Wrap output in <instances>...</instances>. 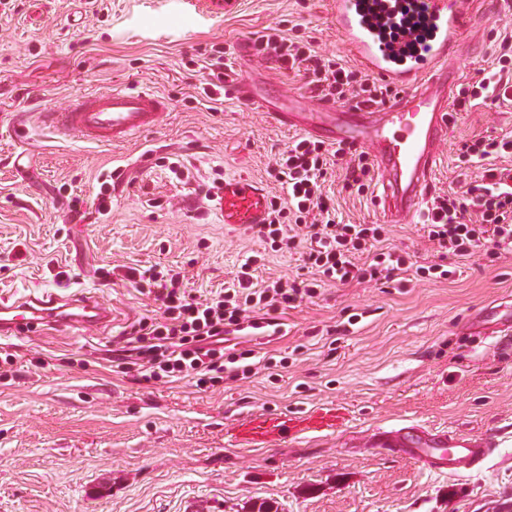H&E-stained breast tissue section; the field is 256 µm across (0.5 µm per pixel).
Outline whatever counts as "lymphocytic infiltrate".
I'll return each instance as SVG.
<instances>
[{
    "mask_svg": "<svg viewBox=\"0 0 512 512\" xmlns=\"http://www.w3.org/2000/svg\"><path fill=\"white\" fill-rule=\"evenodd\" d=\"M256 54L277 60L288 69L303 70L305 85L315 97L379 105L392 96L388 86L319 55L310 43L270 28L256 40ZM512 98V35L499 42L495 67L479 81L461 87L457 107L483 98ZM345 166L347 187L367 193L373 166L362 153L328 149L322 142L300 137L275 161L276 178L285 196L271 197L265 223L253 225L258 240L271 251L299 255L308 278L256 282V256H248L238 276L224 290L201 299L187 290L175 270L129 274L139 294L155 305L130 330L129 350L118 369L148 379L186 380L203 388L218 377L250 378L265 365L252 349L230 347L231 338L269 337L280 331L279 313L317 297L324 286H349L385 280L404 284L445 279L447 260L487 256L512 250V169L484 167L462 190L432 197L423 211V229L438 260L413 265L387 246L381 224H346L325 193L332 162Z\"/></svg>",
    "mask_w": 512,
    "mask_h": 512,
    "instance_id": "f902f5d3",
    "label": "lymphocytic infiltrate"
}]
</instances>
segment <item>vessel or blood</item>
<instances>
[{
    "label": "vessel or blood",
    "mask_w": 512,
    "mask_h": 512,
    "mask_svg": "<svg viewBox=\"0 0 512 512\" xmlns=\"http://www.w3.org/2000/svg\"><path fill=\"white\" fill-rule=\"evenodd\" d=\"M465 2L331 0L330 15L344 50L361 69L395 89L388 103L345 107L324 101L311 113L301 101L284 100L275 86L260 97L238 81L231 90L242 101L267 107L275 126L367 154L382 188L378 203L384 217L391 223L414 221L438 165L437 146L448 137L451 91L459 79L453 61L476 21ZM167 107V100L154 92L115 87L77 97L67 109L43 118L54 134L76 131L91 143L119 144L152 129ZM267 207L264 189L245 177L225 180L216 203L228 224L264 223ZM109 321V313L87 292L33 291L15 300L0 298V337L40 326H105ZM288 432L287 420L249 415L235 439L246 447L268 448ZM374 445L446 474L464 460L482 463L497 443L410 421L376 434Z\"/></svg>",
    "instance_id": "obj_1"
}]
</instances>
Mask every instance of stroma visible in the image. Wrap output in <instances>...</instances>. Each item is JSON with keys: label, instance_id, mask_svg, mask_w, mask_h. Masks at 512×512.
Returning a JSON list of instances; mask_svg holds the SVG:
<instances>
[{"label": "stroma", "instance_id": "stroma-1", "mask_svg": "<svg viewBox=\"0 0 512 512\" xmlns=\"http://www.w3.org/2000/svg\"><path fill=\"white\" fill-rule=\"evenodd\" d=\"M295 31L322 55L350 59L329 0H241L239 10L194 22L180 0H12L0 9V287L85 288L112 313L93 325L0 340V512H507L512 507V342L465 327L476 311L512 301V251L454 260L448 279L326 287L282 315L263 350L269 370L207 390L113 373L122 332L154 304L112 270L173 267L200 294L231 283L261 248L197 196L213 178L247 176L282 194L274 154L295 131L260 109L201 91L206 62L251 85L306 95L303 73L238 52L265 28ZM512 33V0L477 22L456 57L462 83L495 62ZM119 86L169 102L138 139L97 145L48 133L39 115ZM441 145L431 191L459 190L463 142L512 134V102L458 110ZM177 163L170 170L155 160ZM127 178L110 214L93 203L113 170ZM326 189L350 224L382 222L376 190L351 193L333 167ZM83 198L80 214L66 197ZM392 245L425 264L437 254L421 221L387 226ZM355 324H348L349 316ZM39 357L45 366L29 369ZM333 407L336 431L300 433L273 448L236 445L229 430L250 414L297 417ZM414 420L457 434L497 435L483 463L451 474L369 447L374 429Z\"/></svg>", "mask_w": 512, "mask_h": 512}]
</instances>
